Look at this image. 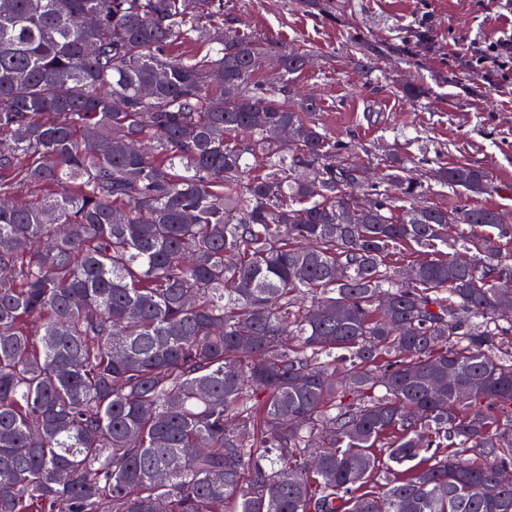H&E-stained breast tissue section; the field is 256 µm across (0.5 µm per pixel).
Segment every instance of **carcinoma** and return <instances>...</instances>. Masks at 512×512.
I'll return each mask as SVG.
<instances>
[{"mask_svg":"<svg viewBox=\"0 0 512 512\" xmlns=\"http://www.w3.org/2000/svg\"><path fill=\"white\" fill-rule=\"evenodd\" d=\"M312 65L224 0H0V512H512V228L332 139Z\"/></svg>","mask_w":512,"mask_h":512,"instance_id":"carcinoma-1","label":"carcinoma"}]
</instances>
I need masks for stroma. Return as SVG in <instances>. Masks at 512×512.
<instances>
[{
    "label": "stroma",
    "instance_id": "obj_1",
    "mask_svg": "<svg viewBox=\"0 0 512 512\" xmlns=\"http://www.w3.org/2000/svg\"><path fill=\"white\" fill-rule=\"evenodd\" d=\"M332 18L307 12L298 0H224L225 16L271 42L311 50L314 65L298 88L313 92L333 139L362 146L361 160L397 157L429 190L427 202L461 204L440 191V163L481 168L492 183L477 204L512 215V71L489 85L464 66L485 43L512 39V0H330ZM427 35L410 42L413 32ZM380 47L372 67L360 66L349 43ZM427 95H407L410 86Z\"/></svg>",
    "mask_w": 512,
    "mask_h": 512
}]
</instances>
